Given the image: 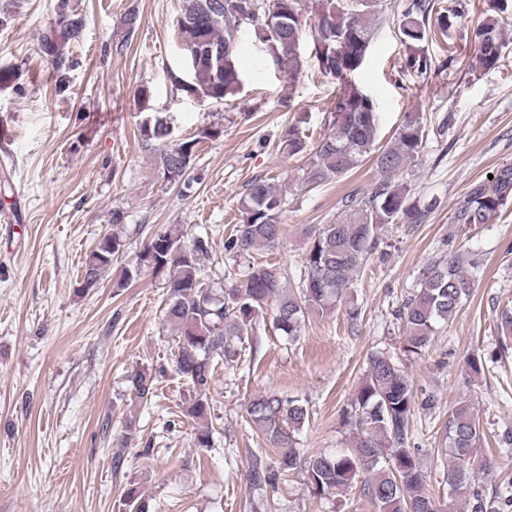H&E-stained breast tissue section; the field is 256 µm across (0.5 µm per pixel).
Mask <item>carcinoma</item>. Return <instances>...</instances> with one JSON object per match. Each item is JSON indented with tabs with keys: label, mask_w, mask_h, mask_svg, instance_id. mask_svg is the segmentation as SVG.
<instances>
[{
	"label": "carcinoma",
	"mask_w": 512,
	"mask_h": 512,
	"mask_svg": "<svg viewBox=\"0 0 512 512\" xmlns=\"http://www.w3.org/2000/svg\"><path fill=\"white\" fill-rule=\"evenodd\" d=\"M381 0H183L177 20V36L188 52H196L190 66L191 78L174 77L179 90L189 97L221 102L241 83L236 65V45L244 29L266 45L277 63L288 73L302 65L300 42L311 31L320 45L316 58L321 72L339 68L334 78L340 90L330 106L332 127L315 143L300 119L288 126L277 144L278 152L304 159L303 183L319 187L344 178L371 160L380 180L368 194L351 198L344 215L307 233L308 248L301 258L298 277L283 265H252L243 279L227 288H213L204 281L201 257L208 241L196 239L187 246L180 230L162 228L153 234L132 269L123 271L118 286L138 276L140 268L166 274L167 303L163 322L174 335L173 362L191 391L182 410L193 427L196 446L214 448L210 391L215 360L229 365L240 359L243 344L260 317L274 307L273 326L288 339L301 336L306 318L336 309L354 274L379 251L392 224L412 226L422 221L424 210L410 196L407 186L395 177L409 168L422 151L427 123L419 112L405 113L392 139L378 143L379 118L374 101L362 94L348 76L362 64L373 38V20L380 13ZM507 0H494L493 14L473 29L475 64L472 71L492 69L500 63L505 46L500 13ZM434 25L448 32L458 10H439L433 0H409L400 30L406 44L404 67L423 76L431 71L432 58L426 44ZM256 16V23L248 22ZM84 31L82 17L69 12L67 0H60L56 19L41 34V51L50 61L56 81L61 83L72 68L70 48ZM230 48V62L218 69L209 59L216 45ZM143 145L154 153L158 176L170 184L190 186V169L196 155L197 139L176 142L173 129L160 112H153L140 128ZM512 202V166L496 171L492 179L470 185L454 212V223L487 224ZM286 204L283 190L262 178L252 179L241 201L242 222L225 239L227 253L248 256L256 251L277 249L285 227ZM125 242L117 232L98 239L83 269L84 288H93L114 257L124 251ZM468 260L448 240V253L434 258L422 273L414 294L396 310L403 325V351L419 355L430 345L438 325L454 318L474 287L475 276L466 269ZM135 396L148 401L154 395V377L136 371L128 376ZM434 396L418 398L413 381L403 364L386 352L370 355L363 381L343 413L344 426L352 435V447L344 451L303 453L295 447L293 433L308 421V409L301 399L265 393L248 405L250 421L266 442L279 449L268 463L256 456L248 474L256 488L275 487L280 479L299 470L309 491L327 498L361 484V493L375 512H438L439 503L425 489L418 449L410 447L411 419L416 409L433 412ZM486 433L467 399L457 401L445 422L444 469L448 487L467 489L466 512H502L512 506L508 488L489 494L471 489L472 467L491 472L492 465L478 455Z\"/></svg>",
	"instance_id": "obj_1"
}]
</instances>
